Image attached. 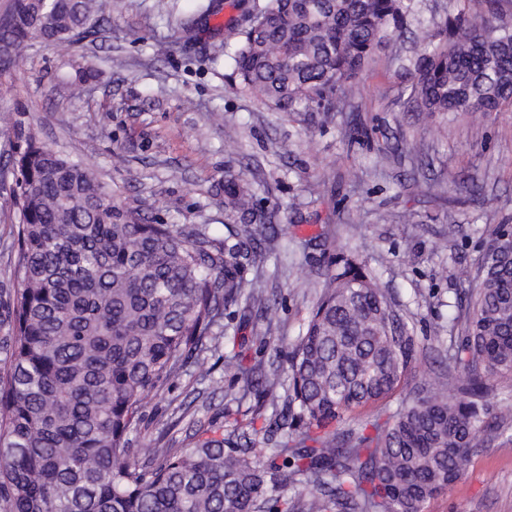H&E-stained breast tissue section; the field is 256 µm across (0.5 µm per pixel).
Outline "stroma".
Instances as JSON below:
<instances>
[{
    "mask_svg": "<svg viewBox=\"0 0 512 512\" xmlns=\"http://www.w3.org/2000/svg\"><path fill=\"white\" fill-rule=\"evenodd\" d=\"M448 0H415L403 40L381 50L360 83L354 108L282 112L246 94L216 49L225 28L245 26L253 0H220L222 20L181 21L200 0H175L159 15L154 0H112L104 31L65 45L36 43L0 72V359L8 342L19 212L14 185L16 129L44 146L85 159L130 211L154 224L206 225L223 241L224 170L259 187L258 210L284 231L255 281L273 302L275 324L259 308L235 304L217 348L189 357L180 378L146 403L134 446L169 434L251 416L254 397L224 372V358L279 363L322 292L329 263L354 260L376 274L420 353L386 399L349 416L343 429L384 422L402 398L447 376L443 359L466 323V291L491 232L512 225V105L487 119L454 121L407 111L400 95L413 41L432 31ZM165 55L153 52L156 43ZM357 129L348 139V129ZM234 131L236 154L224 152ZM456 235H449V225ZM424 512H512V444L481 441L464 477Z\"/></svg>",
    "mask_w": 512,
    "mask_h": 512,
    "instance_id": "stroma-1",
    "label": "stroma"
}]
</instances>
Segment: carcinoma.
<instances>
[{"label": "carcinoma", "mask_w": 512, "mask_h": 512, "mask_svg": "<svg viewBox=\"0 0 512 512\" xmlns=\"http://www.w3.org/2000/svg\"><path fill=\"white\" fill-rule=\"evenodd\" d=\"M448 0L404 90L409 112L486 118L512 101V26L499 0L470 13ZM412 0H256L249 25L220 48L246 93L278 110L347 112L353 80L412 13ZM112 22L110 0H12L0 15V71L34 42H73ZM14 161L19 210L0 366V497L7 512H256L271 490H308L306 512H423L467 471L475 439H497L486 381L512 374V227L496 228L467 296L448 372L460 396L430 385L402 400L373 435L342 431L354 410L389 396L417 360L415 336L376 276L329 265L322 295L285 361L265 371L224 357L244 388L284 411L268 464L252 428L217 427L182 448L131 447L147 400L215 340L227 307L258 301L248 274L267 258L256 188L224 170V244L202 229L144 224L87 164L30 134Z\"/></svg>", "instance_id": "obj_1"}]
</instances>
